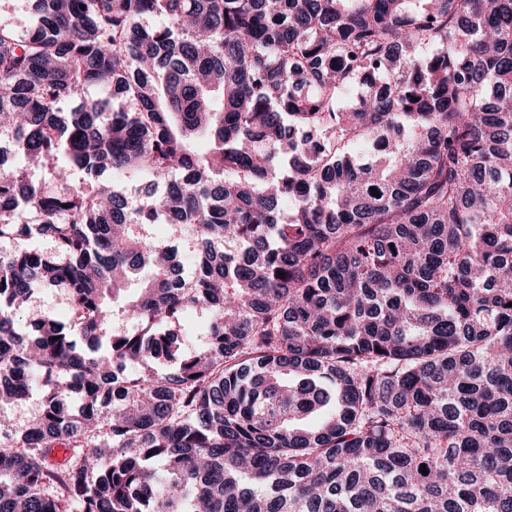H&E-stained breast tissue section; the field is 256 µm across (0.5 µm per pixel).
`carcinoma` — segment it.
<instances>
[{"label":"carcinoma","mask_w":512,"mask_h":512,"mask_svg":"<svg viewBox=\"0 0 512 512\" xmlns=\"http://www.w3.org/2000/svg\"><path fill=\"white\" fill-rule=\"evenodd\" d=\"M32 2L0 512H512V0ZM52 314L59 318L67 315L66 296L60 290H49L38 293L30 303L28 310L18 313L17 320L21 326L29 324L36 316ZM40 409L41 388L37 386L31 397L25 402L8 405L7 411L4 413V415L14 423L21 425L37 416L40 412Z\"/></svg>","instance_id":"carcinoma-1"}]
</instances>
